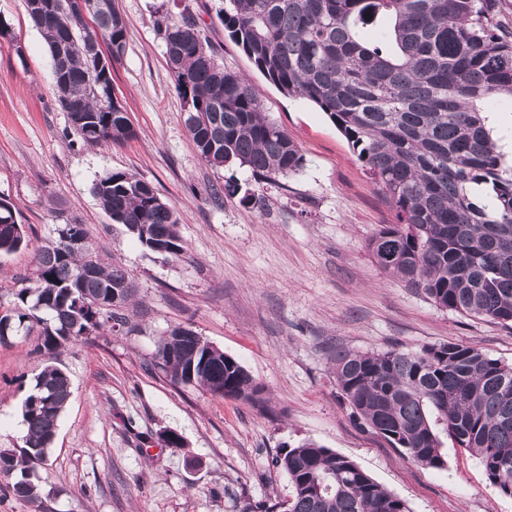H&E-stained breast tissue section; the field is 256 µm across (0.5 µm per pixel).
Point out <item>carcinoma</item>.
Listing matches in <instances>:
<instances>
[{
	"label": "carcinoma",
	"instance_id": "cac0c4a2",
	"mask_svg": "<svg viewBox=\"0 0 512 512\" xmlns=\"http://www.w3.org/2000/svg\"><path fill=\"white\" fill-rule=\"evenodd\" d=\"M58 18L28 16L66 72L57 101L78 110L70 129L100 147L134 135L121 103L101 94L126 46V23L113 0L87 7L94 27L71 24L70 0ZM495 0H224L218 18L228 38L281 93L325 112L346 138L395 214L368 241L376 264L437 307L512 325V166L493 139L484 99H512V31L494 22ZM386 22L378 40L365 29ZM112 47L99 65L88 39ZM165 53L200 160L239 163L275 183L304 166L297 144L264 112L247 79L224 68L195 17L163 29ZM92 191L112 222L164 259L183 254L179 217L147 181L126 171L100 177ZM83 244L72 248L68 240ZM28 245L10 201L0 196V255ZM82 224H61L37 250L29 284L0 313V341L38 336L49 358L96 332L129 328L137 286L119 263L105 265ZM152 366L175 386L262 409L267 398L245 368L189 327L169 329ZM336 384L351 415L409 461L443 470L442 437L483 466L512 496V365L456 342L416 351L338 349ZM71 397L69 376L47 364L23 405L19 451H0V473L20 472L13 492L40 499L31 480L45 465ZM275 466L291 491L286 501L242 512H409L404 500L356 462L315 442L279 450Z\"/></svg>",
	"mask_w": 512,
	"mask_h": 512
}]
</instances>
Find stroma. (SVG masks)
Returning <instances> with one entry per match:
<instances>
[{
    "label": "stroma",
    "instance_id": "1",
    "mask_svg": "<svg viewBox=\"0 0 512 512\" xmlns=\"http://www.w3.org/2000/svg\"><path fill=\"white\" fill-rule=\"evenodd\" d=\"M126 22L112 87L135 130L102 148L68 145L50 55L24 0H0V17L24 52L0 44V195L24 225L27 247L0 256V312L31 277L39 246L58 225L84 224L138 286L132 331L69 343L55 363L71 380L45 468L41 502L10 491L0 512H241L245 502L286 498L272 465L284 447L313 441L354 460L410 512H512V497L479 461L444 442L446 467L425 469L360 425L336 385L339 348L417 350L458 342L512 364V328L438 308L384 273L367 249L395 221L362 163L329 117L282 94L225 34L222 0H116ZM190 10L226 69L246 75L264 112L298 145L304 168L278 184L250 168H213L197 155L159 26ZM110 171L150 182L177 212L185 247L163 260L112 223L92 192ZM239 192L213 204L210 191ZM262 197L243 203L241 192ZM190 326L260 383L267 410L192 386H172L149 363L171 327ZM35 339L0 342V451L19 450L23 405L45 365ZM182 438L162 442L163 431Z\"/></svg>",
    "mask_w": 512,
    "mask_h": 512
}]
</instances>
